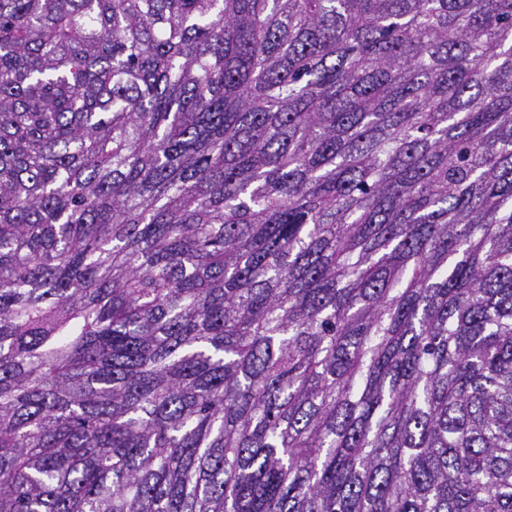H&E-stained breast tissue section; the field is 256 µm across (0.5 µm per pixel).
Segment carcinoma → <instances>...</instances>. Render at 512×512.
I'll list each match as a JSON object with an SVG mask.
<instances>
[{"instance_id":"carcinoma-1","label":"carcinoma","mask_w":512,"mask_h":512,"mask_svg":"<svg viewBox=\"0 0 512 512\" xmlns=\"http://www.w3.org/2000/svg\"><path fill=\"white\" fill-rule=\"evenodd\" d=\"M0 512H512V0H0Z\"/></svg>"}]
</instances>
